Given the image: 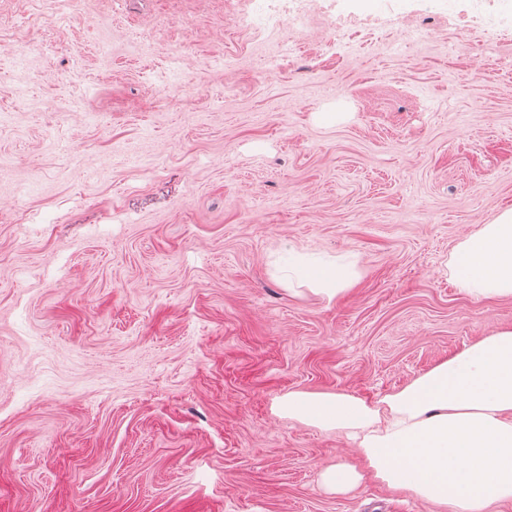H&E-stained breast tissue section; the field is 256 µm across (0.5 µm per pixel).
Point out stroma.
Here are the masks:
<instances>
[{
	"instance_id": "1",
	"label": "stroma",
	"mask_w": 512,
	"mask_h": 512,
	"mask_svg": "<svg viewBox=\"0 0 512 512\" xmlns=\"http://www.w3.org/2000/svg\"><path fill=\"white\" fill-rule=\"evenodd\" d=\"M270 14L0 0V512H436L325 493L353 440L276 406L512 329L451 265L512 209V0ZM293 253L356 277L324 300Z\"/></svg>"
}]
</instances>
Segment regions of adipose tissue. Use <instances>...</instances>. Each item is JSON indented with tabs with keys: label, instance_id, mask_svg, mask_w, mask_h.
<instances>
[{
	"label": "adipose tissue",
	"instance_id": "ef3b65f1",
	"mask_svg": "<svg viewBox=\"0 0 512 512\" xmlns=\"http://www.w3.org/2000/svg\"><path fill=\"white\" fill-rule=\"evenodd\" d=\"M452 270L475 297H512V209L457 246ZM276 412L347 432L368 472L438 512H492L496 502L512 500V329L466 347L376 404L294 391Z\"/></svg>",
	"mask_w": 512,
	"mask_h": 512
}]
</instances>
